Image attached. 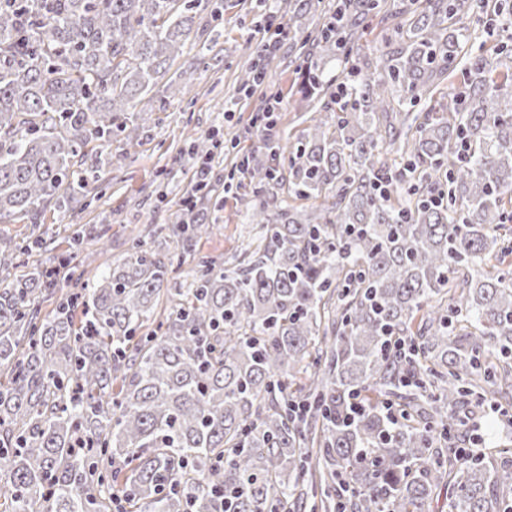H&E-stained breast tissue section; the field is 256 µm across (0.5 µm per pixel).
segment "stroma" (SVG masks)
<instances>
[{"instance_id": "1", "label": "stroma", "mask_w": 512, "mask_h": 512, "mask_svg": "<svg viewBox=\"0 0 512 512\" xmlns=\"http://www.w3.org/2000/svg\"><path fill=\"white\" fill-rule=\"evenodd\" d=\"M289 24L296 35L308 29L306 17L284 12L282 0H224V16L212 21L208 12L196 17L193 31L178 57L156 86L134 102L133 111L143 127L140 139L129 142L116 137L100 155V180L94 201H69L66 209L48 205L42 224L47 231L46 244H37L32 225L0 224V238L30 242L31 247L20 264L6 273L7 281L25 278L50 255L71 258L85 265L88 276L107 271L121 260L132 240H142L158 252L182 249L181 261L173 266L172 279L187 283L201 257L218 263L234 264L250 244L256 243L257 229L246 224L247 200L225 197L223 206H210L200 214L213 232L189 246L179 247L171 235L181 221V201L191 194L195 184L194 160L187 153L190 138L215 130L220 136L239 134L236 150L215 154L214 176L227 175L238 156L251 154L261 158L263 136L250 130L252 112L262 96L253 94L237 99L235 89L244 72L250 44L267 37V25ZM206 58L200 66L191 92L183 97L165 98L170 81L197 58ZM301 82L287 63L272 68L267 83L282 99V110L272 134L277 138H297L305 127L297 112V90ZM83 230L85 238L74 244V230ZM106 232L111 242L100 250L93 237ZM459 416L463 421L460 439L485 435L487 446L512 443V426L494 422L488 407L468 405Z\"/></svg>"}]
</instances>
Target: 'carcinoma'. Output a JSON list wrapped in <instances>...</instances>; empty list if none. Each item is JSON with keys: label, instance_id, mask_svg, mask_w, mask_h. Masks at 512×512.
<instances>
[{"label": "carcinoma", "instance_id": "1", "mask_svg": "<svg viewBox=\"0 0 512 512\" xmlns=\"http://www.w3.org/2000/svg\"><path fill=\"white\" fill-rule=\"evenodd\" d=\"M205 8L224 0H0L1 224L90 194L96 166L70 170L140 137L135 99ZM470 8L336 0L313 23L295 58L320 117L247 165L263 233L237 265L203 257L184 288L136 243L44 316L49 268L0 282V512H431L444 490L512 512V448L455 441L474 400L512 417V47L448 84ZM185 215L179 241L211 232ZM26 251L1 242L0 271Z\"/></svg>", "mask_w": 512, "mask_h": 512}]
</instances>
